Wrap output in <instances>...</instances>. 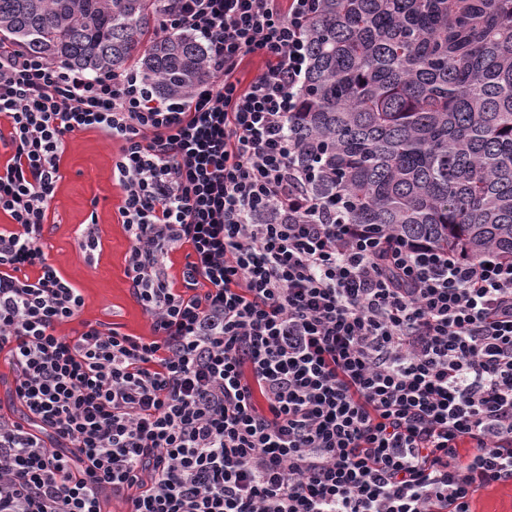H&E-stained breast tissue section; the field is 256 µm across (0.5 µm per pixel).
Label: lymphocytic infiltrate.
<instances>
[{
	"mask_svg": "<svg viewBox=\"0 0 512 512\" xmlns=\"http://www.w3.org/2000/svg\"><path fill=\"white\" fill-rule=\"evenodd\" d=\"M318 0H170L209 80L162 98L0 41V512H473L512 483V259L346 220L288 120ZM265 63L248 85L245 58ZM118 143L129 290L154 340L57 333L85 299L43 226L71 134ZM189 246L181 285L169 253ZM39 270L36 279L25 268ZM16 379V371L6 352L0 353V406L2 413L14 420L23 419V409L12 402L11 392Z\"/></svg>",
	"mask_w": 512,
	"mask_h": 512,
	"instance_id": "lymphocytic-infiltrate-1",
	"label": "lymphocytic infiltrate"
}]
</instances>
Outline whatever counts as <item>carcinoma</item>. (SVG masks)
<instances>
[{"label":"carcinoma","mask_w":512,"mask_h":512,"mask_svg":"<svg viewBox=\"0 0 512 512\" xmlns=\"http://www.w3.org/2000/svg\"><path fill=\"white\" fill-rule=\"evenodd\" d=\"M155 0H0V36L90 72L140 73L185 97L208 71ZM290 118L350 224L470 257L512 256V0H320Z\"/></svg>","instance_id":"1"}]
</instances>
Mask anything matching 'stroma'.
<instances>
[{
  "instance_id": "stroma-1",
  "label": "stroma",
  "mask_w": 512,
  "mask_h": 512,
  "mask_svg": "<svg viewBox=\"0 0 512 512\" xmlns=\"http://www.w3.org/2000/svg\"><path fill=\"white\" fill-rule=\"evenodd\" d=\"M117 152V144L104 136L79 132L70 138L60 162L62 178L50 203L44 242L50 260L85 298L78 319L58 326L62 336L74 335L81 322L97 320L113 323L125 334L152 336V321L132 298L125 276L129 240L118 214L122 192L112 178ZM92 213L102 249L89 264L76 240Z\"/></svg>"
}]
</instances>
